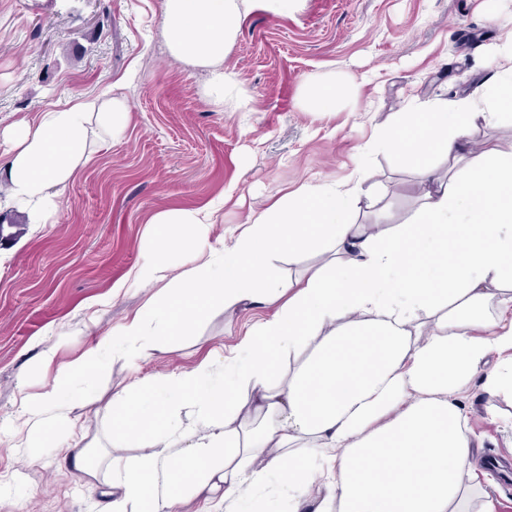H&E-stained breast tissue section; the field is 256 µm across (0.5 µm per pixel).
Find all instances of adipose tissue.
Masks as SVG:
<instances>
[{"label": "adipose tissue", "instance_id": "obj_1", "mask_svg": "<svg viewBox=\"0 0 512 512\" xmlns=\"http://www.w3.org/2000/svg\"><path fill=\"white\" fill-rule=\"evenodd\" d=\"M297 2L164 0L165 44L208 69L205 98L220 109L241 94L224 58L242 13L255 3L284 16ZM488 100L489 112L429 103L377 133L380 149L425 163L414 222L371 233L350 221L355 199L334 182L284 194L228 238L215 231L217 203L153 216L162 251L192 227L193 265L172 277L155 259L137 268L133 284L161 289L123 326L124 341L176 335L214 308L278 309L233 356L138 377L113 395L111 447L74 455L100 512H174L189 495L224 512L254 498L301 512L315 472L325 494L314 512H471L475 443L456 395L476 381L488 401L512 400V148L438 178L426 161L457 156L471 126L512 110V77L495 78ZM129 120L113 96L15 121L1 164L6 204L29 225L49 223L91 159L94 127L118 140ZM306 251L319 261L299 276L254 273ZM111 349L101 340L57 373L40 429L74 433L64 388ZM133 443L139 454L124 455Z\"/></svg>", "mask_w": 512, "mask_h": 512}]
</instances>
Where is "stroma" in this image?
I'll use <instances>...</instances> for the list:
<instances>
[{
	"label": "stroma",
	"mask_w": 512,
	"mask_h": 512,
	"mask_svg": "<svg viewBox=\"0 0 512 512\" xmlns=\"http://www.w3.org/2000/svg\"><path fill=\"white\" fill-rule=\"evenodd\" d=\"M163 2L0 0V155L15 120L75 98L105 100L117 86L130 112L122 139L93 142L49 223L28 225L14 209L0 223V512H98L56 434L28 436L18 409L155 294L131 278L156 254L153 214L220 195L219 227L237 232L283 193L336 180L358 191L357 223L412 221L426 190L420 164L373 148L377 131L424 101L489 111V82L512 68L501 52L512 0H301L285 17L242 19L224 67L247 108L218 110L202 94L206 69L166 51ZM328 80L345 90L335 111L306 108L305 87ZM274 312L214 309L144 358L115 353L86 376L73 418L102 436L103 401L132 371L192 370ZM459 399L494 512H512V403L488 412L475 383Z\"/></svg>",
	"instance_id": "1"
}]
</instances>
